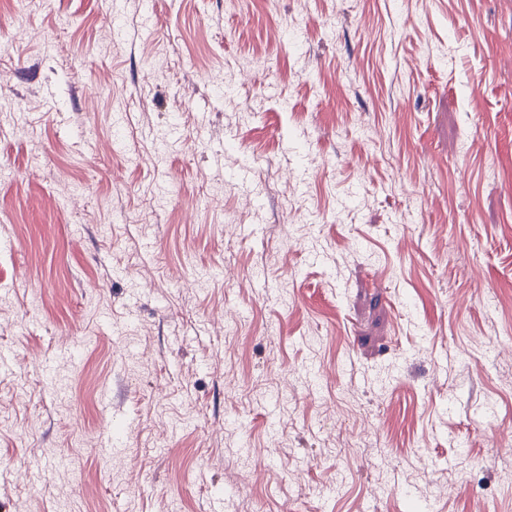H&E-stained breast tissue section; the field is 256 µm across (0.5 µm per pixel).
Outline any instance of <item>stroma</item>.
<instances>
[{
	"mask_svg": "<svg viewBox=\"0 0 512 512\" xmlns=\"http://www.w3.org/2000/svg\"><path fill=\"white\" fill-rule=\"evenodd\" d=\"M512 0H0V512H512Z\"/></svg>",
	"mask_w": 512,
	"mask_h": 512,
	"instance_id": "stroma-1",
	"label": "stroma"
}]
</instances>
